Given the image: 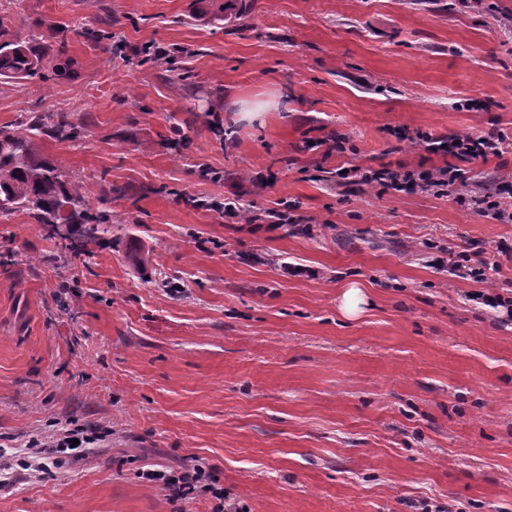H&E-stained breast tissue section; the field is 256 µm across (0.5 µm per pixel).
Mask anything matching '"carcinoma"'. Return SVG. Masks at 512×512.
Returning a JSON list of instances; mask_svg holds the SVG:
<instances>
[{"mask_svg":"<svg viewBox=\"0 0 512 512\" xmlns=\"http://www.w3.org/2000/svg\"><path fill=\"white\" fill-rule=\"evenodd\" d=\"M13 23L0 13V82L23 85L45 77V53L8 37ZM78 135L67 112H41L21 124L0 128V217L22 213L35 224L48 227V237L73 254L87 246L102 245L112 233V203L122 190L100 188L93 197L83 184L70 183L65 173L46 160L41 143L46 139L66 142Z\"/></svg>","mask_w":512,"mask_h":512,"instance_id":"obj_1","label":"carcinoma"}]
</instances>
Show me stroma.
<instances>
[{"instance_id":"obj_1","label":"stroma","mask_w":512,"mask_h":512,"mask_svg":"<svg viewBox=\"0 0 512 512\" xmlns=\"http://www.w3.org/2000/svg\"><path fill=\"white\" fill-rule=\"evenodd\" d=\"M8 11L47 79L0 84V127L73 113L84 135L44 141L45 158L125 197L109 242L79 256L57 258L24 215L0 220L15 253L0 263V512H173L141 474L197 460L247 512H512V324L470 299L512 297V223L463 203L512 177V0ZM88 27L111 40L85 41ZM152 44L183 49L187 79L135 61ZM490 130L503 153L450 194L336 175L437 168L410 134ZM475 242L486 280L436 266ZM351 283L364 302L348 316ZM68 429L95 438L82 460L18 466L30 437Z\"/></svg>"}]
</instances>
